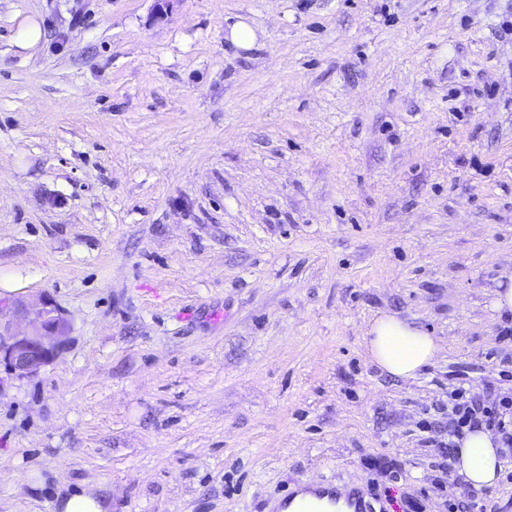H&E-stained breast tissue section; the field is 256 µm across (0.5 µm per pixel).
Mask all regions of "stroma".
I'll list each match as a JSON object with an SVG mask.
<instances>
[{"label":"stroma","instance_id":"1","mask_svg":"<svg viewBox=\"0 0 512 512\" xmlns=\"http://www.w3.org/2000/svg\"><path fill=\"white\" fill-rule=\"evenodd\" d=\"M511 267L512 0H0V298L72 325L0 393V512H512V452L470 496L435 446L450 374L512 388ZM382 313L439 342L415 380ZM43 37V29L38 21L26 20L20 26L16 38V45L23 49L28 50L36 47ZM224 38L237 50H251L255 46L258 35L248 23L239 21L229 27ZM495 292L494 310L501 318L512 316V271H504ZM365 340L371 361L401 381L415 379L440 352L434 336L396 314L374 318L367 325ZM317 492L312 495L310 492L301 493L297 496L295 503L296 512H323L324 504L321 502L324 497H328L331 503H336L342 495H344L345 501L353 512H367L368 505L362 500L359 492L355 489L347 490L344 494L340 493L336 488L323 487L317 489ZM316 497V499H315ZM310 499L303 500V499ZM300 500V501H299ZM105 497L87 491L61 492L56 494L52 502L51 512H112Z\"/></svg>","mask_w":512,"mask_h":512}]
</instances>
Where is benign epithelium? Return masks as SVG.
Segmentation results:
<instances>
[{
    "label": "benign epithelium",
    "instance_id": "obj_1",
    "mask_svg": "<svg viewBox=\"0 0 512 512\" xmlns=\"http://www.w3.org/2000/svg\"><path fill=\"white\" fill-rule=\"evenodd\" d=\"M70 324L48 296L0 300V367L15 380L36 377L63 353Z\"/></svg>",
    "mask_w": 512,
    "mask_h": 512
}]
</instances>
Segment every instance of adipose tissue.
Segmentation results:
<instances>
[{"mask_svg":"<svg viewBox=\"0 0 512 512\" xmlns=\"http://www.w3.org/2000/svg\"><path fill=\"white\" fill-rule=\"evenodd\" d=\"M365 340L370 358L385 374L415 379L437 360L440 346L423 328L395 314H381L367 326ZM453 475L476 488L497 484L504 460L498 434L476 428L456 441Z\"/></svg>","mask_w":512,"mask_h":512,"instance_id":"adipose-tissue-1","label":"adipose tissue"}]
</instances>
